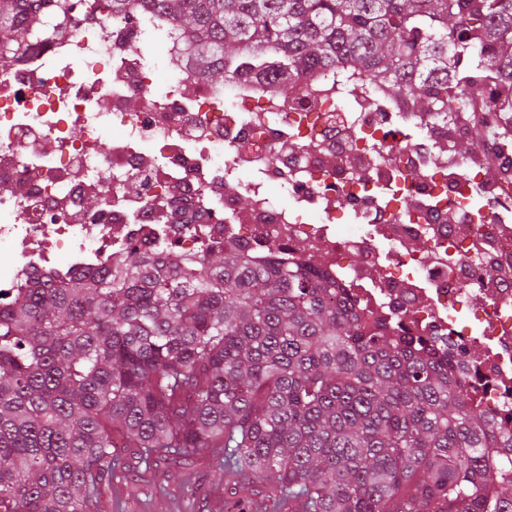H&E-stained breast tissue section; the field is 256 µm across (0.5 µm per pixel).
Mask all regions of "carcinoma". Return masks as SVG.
Listing matches in <instances>:
<instances>
[{
	"label": "carcinoma",
	"mask_w": 512,
	"mask_h": 512,
	"mask_svg": "<svg viewBox=\"0 0 512 512\" xmlns=\"http://www.w3.org/2000/svg\"><path fill=\"white\" fill-rule=\"evenodd\" d=\"M0 0V56L66 27ZM209 83L328 70L448 114L512 86V0H151ZM436 341L366 325L313 270L128 252L0 307V512H100L122 449H220L234 493L302 512H512V428Z\"/></svg>",
	"instance_id": "1"
}]
</instances>
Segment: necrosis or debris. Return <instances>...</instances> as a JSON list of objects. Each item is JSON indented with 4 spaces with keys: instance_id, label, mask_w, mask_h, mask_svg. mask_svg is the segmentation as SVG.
Returning <instances> with one entry per match:
<instances>
[{
    "instance_id": "obj_1",
    "label": "necrosis or debris",
    "mask_w": 512,
    "mask_h": 512,
    "mask_svg": "<svg viewBox=\"0 0 512 512\" xmlns=\"http://www.w3.org/2000/svg\"><path fill=\"white\" fill-rule=\"evenodd\" d=\"M61 2L66 30L0 61V305L132 250L224 244L310 265L367 322L447 339L476 403L512 404V225L493 220L512 182L449 170L446 117L409 134L382 88L322 73L285 95L251 75L213 85L166 69L181 43L147 2L128 19L111 0Z\"/></svg>"
}]
</instances>
